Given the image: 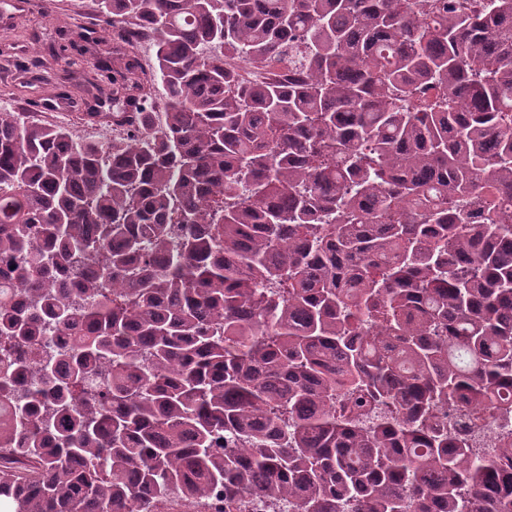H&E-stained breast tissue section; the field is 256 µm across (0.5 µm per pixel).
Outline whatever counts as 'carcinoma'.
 I'll return each instance as SVG.
<instances>
[{"instance_id": "carcinoma-1", "label": "carcinoma", "mask_w": 512, "mask_h": 512, "mask_svg": "<svg viewBox=\"0 0 512 512\" xmlns=\"http://www.w3.org/2000/svg\"><path fill=\"white\" fill-rule=\"evenodd\" d=\"M100 4L128 140L0 112V502L512 512L439 418L512 410V0Z\"/></svg>"}]
</instances>
